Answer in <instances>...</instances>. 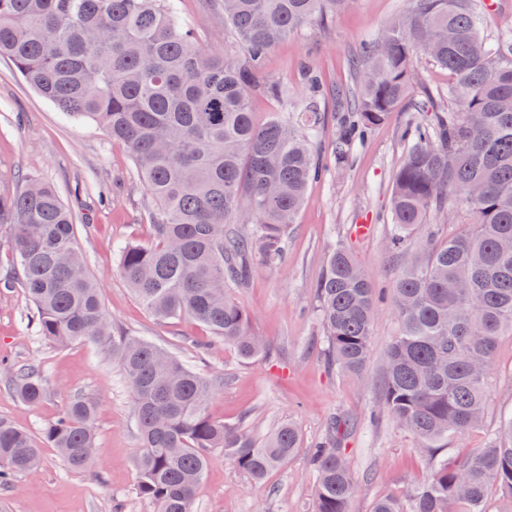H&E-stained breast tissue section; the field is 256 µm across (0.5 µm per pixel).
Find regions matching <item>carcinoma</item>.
I'll use <instances>...</instances> for the list:
<instances>
[{
  "mask_svg": "<svg viewBox=\"0 0 512 512\" xmlns=\"http://www.w3.org/2000/svg\"><path fill=\"white\" fill-rule=\"evenodd\" d=\"M351 0H211L224 47L201 45L175 0H0V58L42 97L76 120L92 121L132 155L154 207V243L119 250L118 271L160 319L188 316L243 359L264 350L250 314L228 294L249 280L259 254L277 265L307 187L322 170L313 150L320 86L303 72L308 100L261 127L250 102L287 96L261 80L282 39L346 9ZM380 37L360 46L352 121L332 145L336 166L350 147L401 109L430 117L410 123V148L393 180L386 246L403 258L378 289L344 246L329 255L317 286L330 364L358 377L387 301L400 329L377 382L379 412L432 450L427 479L373 512H484L492 488L512 499V422L461 461L442 441L482 421L498 337L512 331V32L485 39L478 0H408ZM426 58L452 76L448 105L414 69ZM419 94H414V89ZM469 219L404 257L412 228ZM10 234L37 330L58 345L91 342L122 368L134 398L141 450L137 494L156 512H193L197 486L224 454L254 480L285 465L298 447L283 423L259 440L213 419L208 405L224 377L201 376L169 351L120 334L76 244L74 216L37 177L0 190V228ZM6 382L29 405L47 381L34 364L12 365ZM95 401L75 394L41 431L0 419V489L37 473L43 448L83 471L96 450ZM336 421L315 449L312 512H350L357 481L336 446Z\"/></svg>",
  "mask_w": 512,
  "mask_h": 512,
  "instance_id": "carcinoma-1",
  "label": "carcinoma"
}]
</instances>
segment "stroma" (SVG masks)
I'll list each match as a JSON object with an SVG mask.
<instances>
[{
    "instance_id": "stroma-1",
    "label": "stroma",
    "mask_w": 512,
    "mask_h": 512,
    "mask_svg": "<svg viewBox=\"0 0 512 512\" xmlns=\"http://www.w3.org/2000/svg\"><path fill=\"white\" fill-rule=\"evenodd\" d=\"M406 7L407 0H352L325 24L310 25L276 44L264 77L286 85L289 96L255 97V122L262 125L272 113L298 110L302 70L310 68L325 89L314 150L327 154L342 119L335 91L354 83L353 54ZM179 9L202 45L223 46L224 25L212 17L207 0H179ZM408 118L402 111L392 113L353 147L346 166H328L313 180L280 263L268 266L255 259L248 283L231 289L251 315L253 334L267 344L263 353L244 360L192 318L155 319L131 293L118 271L117 247L151 244L153 230L151 199L127 147L93 122L64 118L0 59V188L20 189L30 175L54 186L75 212L76 242L100 284L113 326L166 348L201 375L223 372L224 385L209 405L213 418L257 437L281 423L299 434L292 458L261 481L216 458L197 489L194 512H311L310 458L334 419L346 424L343 455L357 479L351 512H373L380 497L402 493L426 478L427 449L390 419L373 417L380 401L374 382L398 331L391 306L379 310L369 362L363 377L356 378L328 365L315 296L329 252L338 244L349 249L377 287H390L401 262L386 249L383 218L393 175L407 151L401 129ZM7 362L37 365L49 389L40 404H25L6 387L0 369V418L37 435L62 412L70 395L79 394L98 404L97 448L86 471L68 469L53 449H45L36 476L0 490V512H154L136 492L140 438L120 367L95 344L60 347L41 338L35 308L18 285L0 290V366ZM511 422L512 334H507L498 340L483 423L449 438V456L466 458Z\"/></svg>"
}]
</instances>
